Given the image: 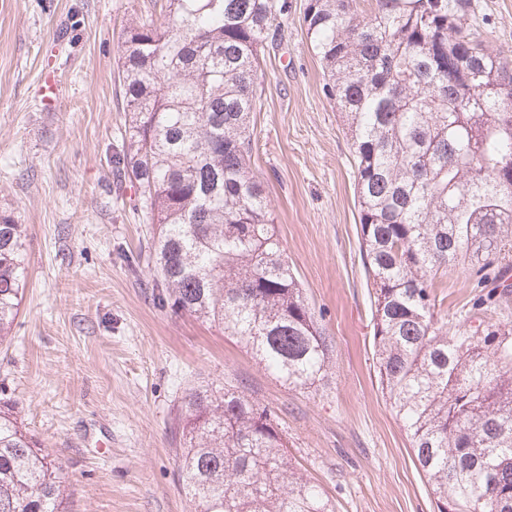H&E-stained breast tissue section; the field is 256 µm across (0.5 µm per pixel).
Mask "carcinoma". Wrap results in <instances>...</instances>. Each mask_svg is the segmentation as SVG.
<instances>
[{
  "mask_svg": "<svg viewBox=\"0 0 512 512\" xmlns=\"http://www.w3.org/2000/svg\"><path fill=\"white\" fill-rule=\"evenodd\" d=\"M311 0L326 90L347 121L360 249L374 288L379 385L438 512H512V325L435 314L440 269L465 265L489 311L512 270V61L471 23L470 0ZM282 0H164L120 36L130 112L118 162L157 224L125 256L160 301L237 337L284 383L310 388L332 343L288 264L249 170L260 53ZM26 227L0 214V342L25 286ZM175 437L194 512H333L288 460L278 416L227 387L184 392ZM60 462L0 410V512H67Z\"/></svg>",
  "mask_w": 512,
  "mask_h": 512,
  "instance_id": "carcinoma-1",
  "label": "carcinoma"
}]
</instances>
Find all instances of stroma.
<instances>
[{
    "label": "stroma",
    "mask_w": 512,
    "mask_h": 512,
    "mask_svg": "<svg viewBox=\"0 0 512 512\" xmlns=\"http://www.w3.org/2000/svg\"><path fill=\"white\" fill-rule=\"evenodd\" d=\"M310 0H288L267 46L251 171L288 263L330 336L325 379L279 382L235 337L159 306L137 187L112 161L129 114L119 35L154 0H0V212L26 227V285L0 346V408L61 461L71 512H192L173 430L194 384L236 387L273 408L293 464L335 512H437L374 368L373 291L361 260L354 158L306 35ZM512 56V0H472ZM467 267L439 278L437 317L479 320Z\"/></svg>",
    "instance_id": "obj_1"
}]
</instances>
